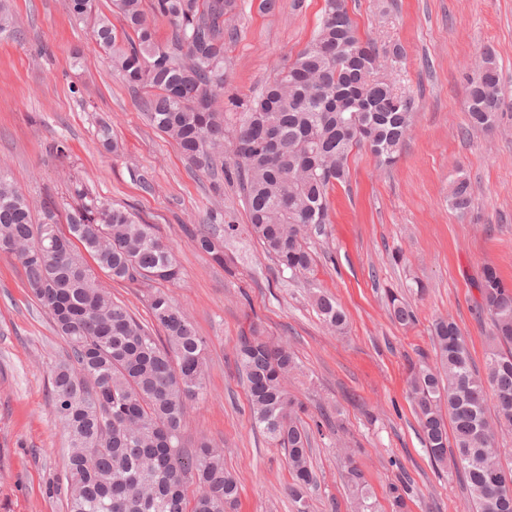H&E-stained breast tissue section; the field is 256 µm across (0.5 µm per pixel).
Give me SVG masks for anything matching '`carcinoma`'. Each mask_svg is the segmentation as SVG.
<instances>
[{"mask_svg": "<svg viewBox=\"0 0 512 512\" xmlns=\"http://www.w3.org/2000/svg\"><path fill=\"white\" fill-rule=\"evenodd\" d=\"M86 25L113 70L145 94V118L172 139L197 171L215 174L224 163V38L234 0H111L124 22L117 34L96 0H64ZM164 19L171 37L154 38ZM467 77L469 123L490 130L501 110L494 53L486 50ZM245 107L231 142L233 168L249 232L281 270L308 277L315 261L308 240L330 223L329 191L346 182L348 158L368 149L379 165L394 164L410 135L411 98L397 92L374 42L360 37L347 0H325L322 24L309 44L284 64ZM67 231L58 205H43L32 221L25 195L0 172V251L21 263L27 288L47 311L70 350L53 368L55 416L68 448L60 492L66 512H237L239 481L224 467V448L207 438L185 448L188 407L206 396V340L161 289L179 279L176 255L154 224L139 220L70 181ZM473 204L470 181L450 183L448 208L460 215ZM210 211L186 233L197 250L217 261L235 229L220 227ZM112 280L149 289L151 321L141 322L112 298L84 260ZM479 307L491 320V347L480 373L460 327L438 317L430 326L434 361L410 364L408 394L431 464L453 463L471 512H512V466H504L496 438L512 429V290L492 265L482 269ZM387 308L402 328L417 314L404 296L388 291ZM328 330L341 335L347 316L336 298L313 295ZM238 370L245 380L252 425L284 451L288 494L297 512H309L317 485L310 462L312 433L305 404L288 389L299 370L288 343L251 331L240 337ZM494 404L495 416L489 414ZM343 459L353 512H378L358 460L362 448L341 438L342 420L330 426ZM413 482L389 488L392 512H408Z\"/></svg>", "mask_w": 512, "mask_h": 512, "instance_id": "cac0c4a2", "label": "carcinoma"}]
</instances>
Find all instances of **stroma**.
Returning a JSON list of instances; mask_svg holds the SVG:
<instances>
[{
  "mask_svg": "<svg viewBox=\"0 0 512 512\" xmlns=\"http://www.w3.org/2000/svg\"><path fill=\"white\" fill-rule=\"evenodd\" d=\"M237 33L224 43V93L257 95L312 39L324 0H237ZM363 38L378 49L401 45L396 86L413 101V130L392 167L353 150L345 184L330 193L331 222L313 237V280L279 271L246 231L248 214L235 182L220 191L190 168L174 141L146 121L138 97L112 72L86 27L63 0H0L16 22L0 33V169L27 196L33 215L47 201L66 202L68 176L93 194L132 210L175 251L181 278L167 291L207 341V396L191 410L186 448L207 437L241 484L240 512H295L285 493L284 453L255 430L235 366L250 328L290 342L300 364L293 390L311 418L343 414L346 437L365 450L367 480L378 501L409 474L411 512H468L453 469L436 470L420 439L407 393L410 361L431 353L430 325L452 318L484 369L490 322L478 306L485 265L512 285V0H347ZM82 62L73 59L74 49ZM492 49L503 108L487 133L468 123L465 64ZM108 123L117 152L97 135ZM64 140L67 156L47 153ZM472 185L464 216L448 207L457 174ZM153 186L143 192L138 175ZM212 210L235 225L223 263L195 249L182 227ZM424 293H417L415 284ZM343 307L345 334H328L312 306L314 289ZM394 290L417 311L414 327L391 322ZM69 346L31 296L20 262L0 253V512H65L55 491L65 438L55 424L51 369ZM318 486L310 512H350L336 438L313 439Z\"/></svg>",
  "mask_w": 512,
  "mask_h": 512,
  "instance_id": "stroma-1",
  "label": "stroma"
}]
</instances>
